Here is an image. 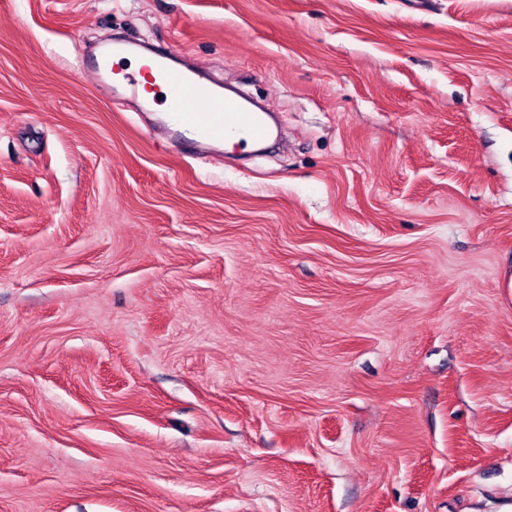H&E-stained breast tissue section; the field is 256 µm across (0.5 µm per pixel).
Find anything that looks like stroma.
Segmentation results:
<instances>
[{
    "label": "stroma",
    "mask_w": 512,
    "mask_h": 512,
    "mask_svg": "<svg viewBox=\"0 0 512 512\" xmlns=\"http://www.w3.org/2000/svg\"><path fill=\"white\" fill-rule=\"evenodd\" d=\"M0 512H512V0H0ZM156 75L167 87L159 82L156 87L165 95V102L159 108L169 118L168 99L175 122L198 138L210 142H224L237 139L239 143H259L269 137V130L255 112L244 109L240 104L222 94L215 93L209 86L193 81L185 73L155 64ZM145 92L152 101L155 91ZM168 98V99H167ZM236 140L226 141L231 147Z\"/></svg>",
    "instance_id": "stroma-1"
}]
</instances>
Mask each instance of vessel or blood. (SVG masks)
<instances>
[{"instance_id":"b4317fda","label":"vessel or blood","mask_w":512,"mask_h":512,"mask_svg":"<svg viewBox=\"0 0 512 512\" xmlns=\"http://www.w3.org/2000/svg\"><path fill=\"white\" fill-rule=\"evenodd\" d=\"M156 75L167 87L175 122L198 138L210 142L229 139L241 143L266 140L269 130L256 113L185 73L157 66Z\"/></svg>"}]
</instances>
